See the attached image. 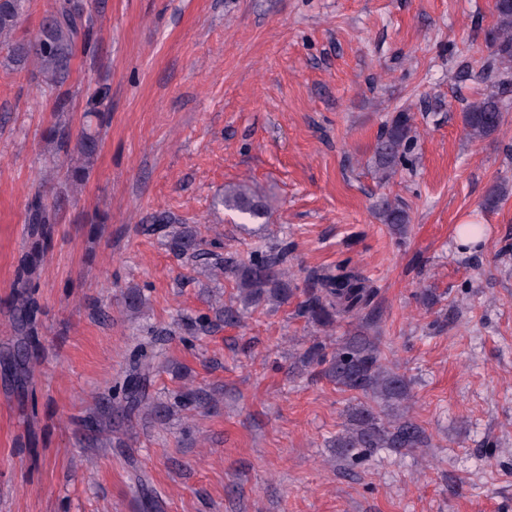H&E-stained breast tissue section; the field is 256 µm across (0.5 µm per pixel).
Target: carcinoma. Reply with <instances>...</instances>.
<instances>
[{
    "label": "carcinoma",
    "instance_id": "obj_1",
    "mask_svg": "<svg viewBox=\"0 0 512 512\" xmlns=\"http://www.w3.org/2000/svg\"><path fill=\"white\" fill-rule=\"evenodd\" d=\"M26 13V0H0V41L10 46L11 62L24 68L33 65L41 83L55 94L56 121L45 132L46 142L56 153L68 160L70 186L79 187L89 178L101 144V129L107 113L102 109L107 91L100 90L87 100L86 124L78 135L64 119L71 110L68 91L62 90L70 72L74 49L79 42L88 43L93 37L95 21L84 0H55L53 9L41 21L36 35L24 39L16 31ZM496 21L489 29L486 42L490 57L483 66L486 77L501 86L512 85V0H494ZM505 105L496 92H488L466 104L461 120L468 135L480 140L499 132L504 123ZM415 135L413 116L403 108L387 120L377 137L372 163L382 180L413 165ZM224 207L249 219H265L271 206L267 198L247 185H234L224 190ZM381 223L390 232L404 237L409 228V214L398 201L381 199L376 204ZM31 252L21 260L15 276V304L9 329L24 337L23 347L4 359L3 366L15 376L28 374L26 350L38 335L36 328L38 305L32 289L44 253L53 240V216L44 195L36 193L28 206ZM175 220L166 213L153 217L142 225V232L159 234L168 239L172 250L185 256L194 267L220 270L233 284L236 303L244 310L279 307L297 296L295 275L288 269V246L281 243L251 247L234 258H221L205 248L206 242L186 228L173 229ZM311 285L302 291L298 313L306 322L319 327L334 324L337 319L355 317L358 324L351 336L326 353L325 346L314 342L300 355L304 366H317L320 373L343 390L371 395L385 402L399 403L409 396L404 376L384 366L380 351L370 332L373 310L371 304L377 289L360 272L344 262L334 267L316 270L308 275ZM157 352L141 346L132 369L119 384L113 386L112 411L124 417L146 409L165 418L170 407L156 402L149 395L151 378L158 363ZM425 430L404 414L393 413L382 421L373 406L363 404L348 417L336 435L334 447L341 455H359L371 448H422L427 444Z\"/></svg>",
    "mask_w": 512,
    "mask_h": 512
}]
</instances>
